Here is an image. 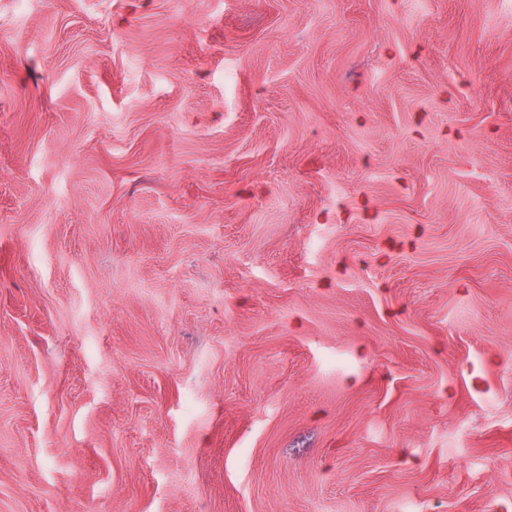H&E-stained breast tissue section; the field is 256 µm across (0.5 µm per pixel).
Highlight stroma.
<instances>
[{"instance_id":"1","label":"stroma","mask_w":512,"mask_h":512,"mask_svg":"<svg viewBox=\"0 0 512 512\" xmlns=\"http://www.w3.org/2000/svg\"><path fill=\"white\" fill-rule=\"evenodd\" d=\"M0 512H512V0H0Z\"/></svg>"}]
</instances>
